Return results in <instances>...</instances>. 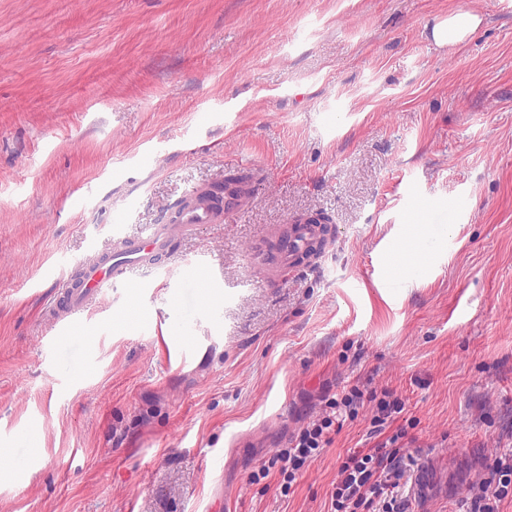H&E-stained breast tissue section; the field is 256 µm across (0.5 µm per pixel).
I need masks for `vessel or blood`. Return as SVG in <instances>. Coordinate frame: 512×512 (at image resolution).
<instances>
[{"instance_id":"vessel-or-blood-1","label":"vessel or blood","mask_w":512,"mask_h":512,"mask_svg":"<svg viewBox=\"0 0 512 512\" xmlns=\"http://www.w3.org/2000/svg\"><path fill=\"white\" fill-rule=\"evenodd\" d=\"M243 199V194L234 189L226 190L220 201L198 191L190 193L176 221H163L146 235L122 240L119 246L105 249L99 262L82 265L78 276L63 279L52 306L53 319L63 328H76L78 314L111 293L116 283L125 281L133 269L155 265L159 257L170 252L176 238L195 227L223 223ZM272 236L276 245L266 269L273 288L280 285L283 274L296 270L303 261L320 258L330 244L320 225L307 216L292 218L290 223L275 228ZM420 237L419 262L424 265L433 262L451 242V227L436 223L424 229Z\"/></svg>"}]
</instances>
